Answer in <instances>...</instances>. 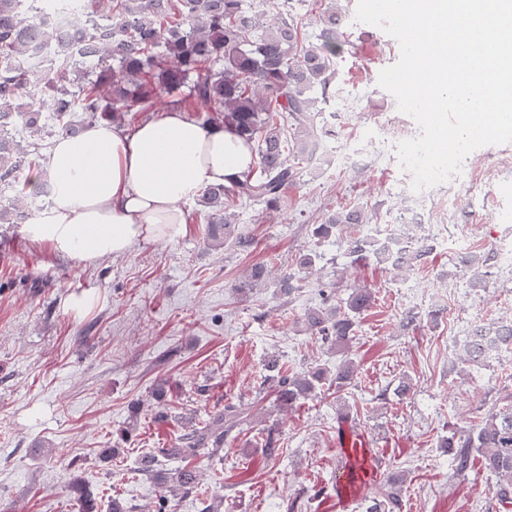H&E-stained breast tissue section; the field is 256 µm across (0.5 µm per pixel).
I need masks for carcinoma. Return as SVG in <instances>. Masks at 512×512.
Masks as SVG:
<instances>
[{"label": "carcinoma", "mask_w": 512, "mask_h": 512, "mask_svg": "<svg viewBox=\"0 0 512 512\" xmlns=\"http://www.w3.org/2000/svg\"><path fill=\"white\" fill-rule=\"evenodd\" d=\"M52 0H0V184L12 186L25 167L39 160L59 133L76 135L100 115L124 112L136 121L155 112L165 93L184 95L188 111L204 127H224L256 146L255 169L229 186L203 191L208 208L207 238L212 247L241 243L235 215L224 207L229 199L260 202L276 208L284 191L297 182L299 165L313 157L318 119L336 81L343 44L337 36L346 9L341 0H270L268 9L253 11L245 0H70L78 20L79 39L66 40L43 25L39 14ZM318 11L320 32L305 31L307 14ZM0 203V224H21L30 218L24 200ZM366 207L339 206L327 211L313 229L328 238L348 227L345 254L371 259L401 271L421 261L428 247L408 245L394 256L381 249L365 231ZM490 257L465 259L474 273L472 288H487L489 272L479 270ZM264 263L251 268L234 285L240 292L260 288L271 278ZM374 304L366 286L351 289L336 306L312 308L302 317L305 331L348 349L359 318ZM488 359L483 328L476 327L464 360ZM274 383L273 408L286 413L300 401L317 396L327 384L340 392L354 380L355 362L347 359L335 372L323 368L290 374L279 358L266 363ZM250 406L231 404L207 416L186 434L179 448L162 453L182 465L171 472L156 469V457L141 460L137 472L159 478L173 494L189 495L200 473L191 465L201 452L223 449L224 438L247 422ZM441 447L454 451L457 472L471 456L497 478L495 494L512 503V394L489 409L485 421L453 433ZM403 480L389 477L380 485L368 512H398Z\"/></svg>", "instance_id": "obj_1"}]
</instances>
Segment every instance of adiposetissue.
I'll list each match as a JSON object with an SVG mask.
<instances>
[{
  "label": "adipose tissue",
  "mask_w": 512,
  "mask_h": 512,
  "mask_svg": "<svg viewBox=\"0 0 512 512\" xmlns=\"http://www.w3.org/2000/svg\"><path fill=\"white\" fill-rule=\"evenodd\" d=\"M255 163L252 148L224 126H201L186 112L122 127L108 120L56 137L31 184L50 182L49 204L22 225L33 247L94 266L137 243L174 240L188 204L211 185H227Z\"/></svg>",
  "instance_id": "adipose-tissue-1"
}]
</instances>
